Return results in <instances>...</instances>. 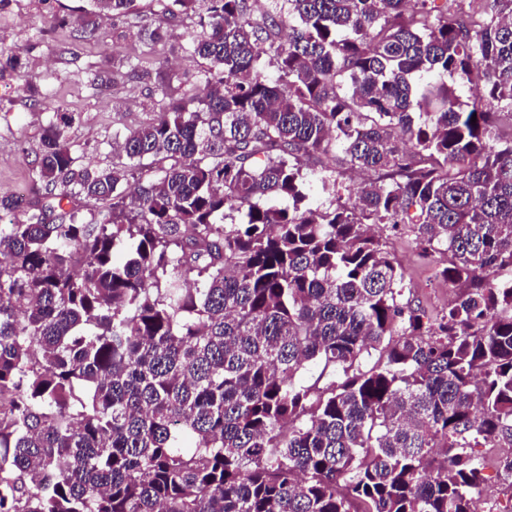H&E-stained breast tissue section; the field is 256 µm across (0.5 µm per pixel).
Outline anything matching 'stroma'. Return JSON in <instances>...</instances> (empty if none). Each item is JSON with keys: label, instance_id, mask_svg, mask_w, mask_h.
I'll return each instance as SVG.
<instances>
[{"label": "stroma", "instance_id": "stroma-1", "mask_svg": "<svg viewBox=\"0 0 512 512\" xmlns=\"http://www.w3.org/2000/svg\"><path fill=\"white\" fill-rule=\"evenodd\" d=\"M161 11L158 0H138L137 14L128 19L106 22L92 13L88 0H0V49L27 51L28 72L38 98L16 94L0 98V196L32 195V168L48 115L43 101L61 103L74 116L68 130L74 149L86 162L108 163L109 143L115 131H122L156 119L160 108L152 88L155 77L172 86L194 83L202 69L201 59L186 52L191 23L182 20L169 25L166 38L152 45L140 42L139 28H154ZM98 27L104 41L77 38V29ZM142 58L149 77L127 79L109 89L90 84V65H104L108 53ZM377 235L389 248L405 273V296L428 314L445 309L454 290L438 278L439 258L421 256L408 234H393L379 227ZM497 449H482L486 480L475 497L479 508L507 512L512 507V483L497 472Z\"/></svg>", "mask_w": 512, "mask_h": 512}]
</instances>
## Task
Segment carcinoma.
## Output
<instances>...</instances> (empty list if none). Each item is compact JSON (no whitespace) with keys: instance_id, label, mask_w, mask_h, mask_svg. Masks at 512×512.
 <instances>
[{"instance_id":"1","label":"carcinoma","mask_w":512,"mask_h":512,"mask_svg":"<svg viewBox=\"0 0 512 512\" xmlns=\"http://www.w3.org/2000/svg\"><path fill=\"white\" fill-rule=\"evenodd\" d=\"M280 1L162 0L143 40L191 19L198 81L103 166L55 107L0 197V512H474L492 445L512 480V0ZM380 224L444 256L445 310Z\"/></svg>"}]
</instances>
